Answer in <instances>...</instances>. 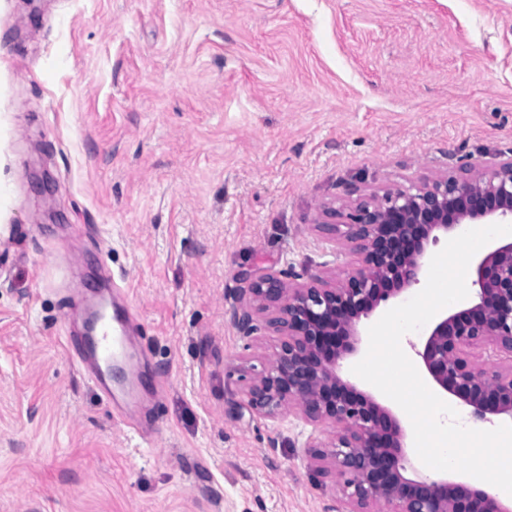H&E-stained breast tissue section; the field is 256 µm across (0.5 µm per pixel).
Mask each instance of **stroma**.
I'll list each match as a JSON object with an SVG mask.
<instances>
[{"label": "stroma", "instance_id": "stroma-1", "mask_svg": "<svg viewBox=\"0 0 512 512\" xmlns=\"http://www.w3.org/2000/svg\"><path fill=\"white\" fill-rule=\"evenodd\" d=\"M512 153V0H0V512H338L244 404L246 272L344 270L345 190ZM128 289L150 435L68 358L62 264Z\"/></svg>", "mask_w": 512, "mask_h": 512}]
</instances>
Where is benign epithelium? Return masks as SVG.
Listing matches in <instances>:
<instances>
[{"label":"benign epithelium","mask_w":512,"mask_h":512,"mask_svg":"<svg viewBox=\"0 0 512 512\" xmlns=\"http://www.w3.org/2000/svg\"><path fill=\"white\" fill-rule=\"evenodd\" d=\"M317 231L334 253L353 257L339 275L302 277L286 270L241 278L231 309L245 337H275L269 354L242 368L244 395L259 416L290 414L328 429L308 442L316 470L334 478L342 512H512L496 494L439 477L406 476L409 459L395 415L337 372L357 350L359 324L381 303L417 285L440 237L467 224L512 223V156L488 171H459L368 196L345 191L325 206ZM473 303L445 314L416 350L432 381L471 409L474 418H512V365L489 374L482 365L512 362V240H495L474 262Z\"/></svg>","instance_id":"1"}]
</instances>
